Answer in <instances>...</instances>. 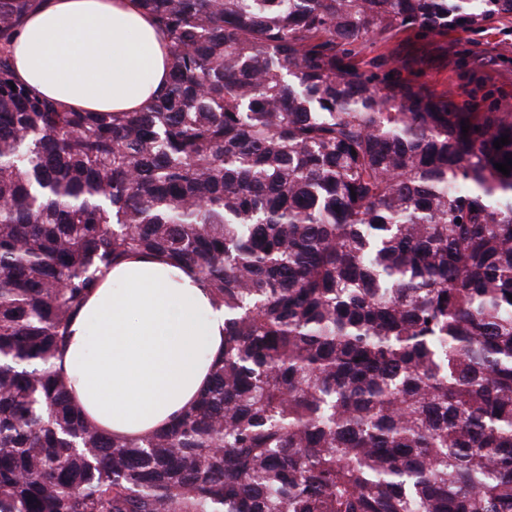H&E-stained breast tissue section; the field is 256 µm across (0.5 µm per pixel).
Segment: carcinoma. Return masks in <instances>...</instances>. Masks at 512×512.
Instances as JSON below:
<instances>
[{
	"instance_id": "obj_1",
	"label": "carcinoma",
	"mask_w": 512,
	"mask_h": 512,
	"mask_svg": "<svg viewBox=\"0 0 512 512\" xmlns=\"http://www.w3.org/2000/svg\"><path fill=\"white\" fill-rule=\"evenodd\" d=\"M139 5L164 92L76 112L15 78L35 0H0V512H512V113L354 62L512 0ZM148 251L224 305V353L170 428L119 440L54 360Z\"/></svg>"
}]
</instances>
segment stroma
<instances>
[{"label":"stroma","mask_w":512,"mask_h":512,"mask_svg":"<svg viewBox=\"0 0 512 512\" xmlns=\"http://www.w3.org/2000/svg\"><path fill=\"white\" fill-rule=\"evenodd\" d=\"M361 69L397 71L423 92L482 112H512V19L471 30L403 29L356 47Z\"/></svg>","instance_id":"stroma-1"}]
</instances>
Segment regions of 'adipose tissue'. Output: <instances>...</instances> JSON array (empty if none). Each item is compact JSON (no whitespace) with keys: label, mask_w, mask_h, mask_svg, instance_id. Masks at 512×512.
Here are the masks:
<instances>
[{"label":"adipose tissue","mask_w":512,"mask_h":512,"mask_svg":"<svg viewBox=\"0 0 512 512\" xmlns=\"http://www.w3.org/2000/svg\"><path fill=\"white\" fill-rule=\"evenodd\" d=\"M17 79L84 112L139 111L167 80V41L137 0H41L13 46ZM224 307L160 252L112 266L55 362L82 417L107 435L167 429L210 384Z\"/></svg>","instance_id":"obj_1"}]
</instances>
